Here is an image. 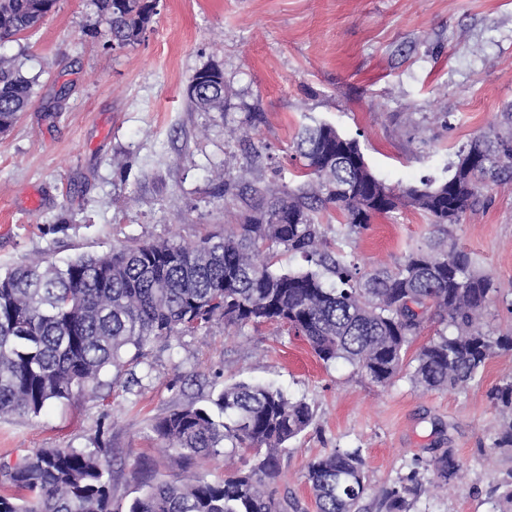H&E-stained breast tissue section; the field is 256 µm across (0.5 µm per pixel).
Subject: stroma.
<instances>
[{
	"mask_svg": "<svg viewBox=\"0 0 512 512\" xmlns=\"http://www.w3.org/2000/svg\"><path fill=\"white\" fill-rule=\"evenodd\" d=\"M91 0H57L32 35L0 45L36 84L30 107L0 135V272L37 254L64 263L123 243L197 241L247 208L233 178L296 185L293 141L312 122L358 139L372 172L399 189L440 175L461 147L499 129L512 108V0H161L140 41L107 47L90 36ZM224 75V109H190L200 69ZM251 142L232 137L252 113ZM486 206L453 228L502 287L512 286V182L485 189ZM433 228L406 208L375 217L345 244L361 266L394 265ZM512 379V352L491 359L463 391L426 392L408 378L381 387L350 365H323L273 326L216 320L155 340L137 360L39 416L0 420V467L43 448L112 450V502L127 512L149 476L178 472L154 433L172 410L207 404L224 386L270 384L314 409L288 445L280 493L316 512L308 462L361 449L373 491L417 460L452 449L464 479L421 497L416 512H491L489 489L512 472V449L492 448V386ZM366 496L363 512H378Z\"/></svg>",
	"mask_w": 512,
	"mask_h": 512,
	"instance_id": "obj_1",
	"label": "stroma"
}]
</instances>
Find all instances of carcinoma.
I'll return each mask as SVG.
<instances>
[{"instance_id":"cac0c4a2","label":"carcinoma","mask_w":512,"mask_h":512,"mask_svg":"<svg viewBox=\"0 0 512 512\" xmlns=\"http://www.w3.org/2000/svg\"><path fill=\"white\" fill-rule=\"evenodd\" d=\"M112 44L137 43L152 22L147 0H93ZM55 0H0V43L36 29ZM192 107L224 111V76L194 74ZM34 81L0 56V134L32 101ZM296 152L300 183L258 186L237 175L249 209L222 235L198 243L159 240L83 255L61 267L40 255L0 274V418L36 417L73 390L96 392L100 376L125 366L130 350L175 333L195 332L216 318L242 329L276 324L301 337L325 364L343 361L385 386L402 374L426 391H460L487 362L512 352V330L494 332L488 309L502 287L458 246L451 227L482 202V189L512 181V133L475 137L446 165V176L395 190L365 164L359 143L331 125L302 128ZM402 207L423 212L437 235L392 267L364 270L326 236L317 213L338 214L336 235L351 240L378 215ZM308 267L285 270L280 257ZM443 328L407 357L428 313ZM494 447H512V381L494 386ZM191 403L152 425L177 452L183 471L222 448L253 452V463L210 482L201 477L145 479L128 512H300L275 481L288 443L312 423L306 399L271 386L239 382L213 401ZM381 491L385 512H412L423 494L448 490L461 477L451 449ZM316 512H360L368 495L359 448L337 449L307 465ZM489 495L512 506V472ZM0 512H115L107 449L44 448L0 469Z\"/></svg>"}]
</instances>
